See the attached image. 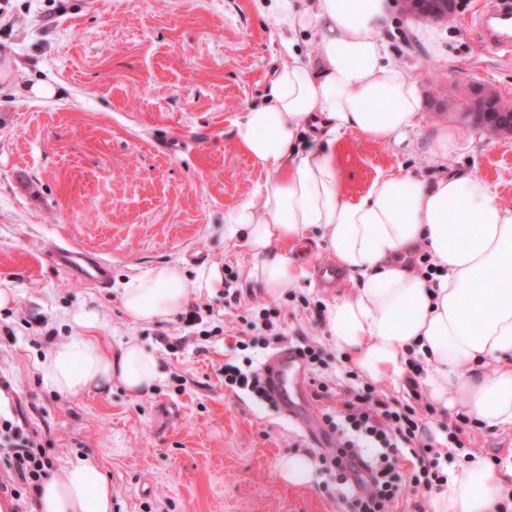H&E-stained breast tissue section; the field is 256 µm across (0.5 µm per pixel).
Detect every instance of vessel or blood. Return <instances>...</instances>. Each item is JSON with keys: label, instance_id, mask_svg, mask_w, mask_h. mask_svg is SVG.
Returning <instances> with one entry per match:
<instances>
[{"label": "vessel or blood", "instance_id": "obj_1", "mask_svg": "<svg viewBox=\"0 0 512 512\" xmlns=\"http://www.w3.org/2000/svg\"><path fill=\"white\" fill-rule=\"evenodd\" d=\"M474 32L489 48L512 47V0H481L471 17ZM57 267L68 276L84 283L109 287L111 267L97 253L74 246L57 247L53 254ZM265 376L273 395L289 417L300 418L302 426L317 446L333 443V435L318 417L309 414L307 371L302 359L292 348H282L272 363L265 365Z\"/></svg>", "mask_w": 512, "mask_h": 512}]
</instances>
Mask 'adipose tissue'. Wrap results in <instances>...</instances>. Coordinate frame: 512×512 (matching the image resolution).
Wrapping results in <instances>:
<instances>
[{"mask_svg": "<svg viewBox=\"0 0 512 512\" xmlns=\"http://www.w3.org/2000/svg\"><path fill=\"white\" fill-rule=\"evenodd\" d=\"M393 0H312L300 9L277 0L275 28L317 33V54L288 48L266 102L235 124V140L271 176L262 207L245 201L224 218L225 237L254 259L249 271L272 297L303 275L294 251L318 236L354 282L329 304L330 344L367 379L400 385L410 359L426 364L425 391L447 414L466 413L493 431L512 430V204L487 181L451 172L435 181L378 174L346 198L336 160L348 133L398 145L413 141L422 100L418 80L387 48ZM426 250L434 277L410 267ZM213 274L188 279L175 264L131 277L120 305L135 324L167 321L191 290ZM75 332L39 365L47 387L67 394L120 383L151 391L158 360L136 339L105 350L97 306L71 316ZM433 492L434 512H502L512 492V451L475 453L448 470ZM33 512H112V486L85 456L43 481Z\"/></svg>", "mask_w": 512, "mask_h": 512, "instance_id": "adipose-tissue-1", "label": "adipose tissue"}]
</instances>
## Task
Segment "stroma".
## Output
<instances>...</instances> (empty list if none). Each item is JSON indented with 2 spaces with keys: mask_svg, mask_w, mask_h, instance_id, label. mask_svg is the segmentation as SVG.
<instances>
[{
  "mask_svg": "<svg viewBox=\"0 0 512 512\" xmlns=\"http://www.w3.org/2000/svg\"><path fill=\"white\" fill-rule=\"evenodd\" d=\"M465 2L432 33L394 8L387 37L418 78L419 133L409 146L338 140L346 197L387 170L433 180L462 169L512 204V135L467 126L448 105L458 78L512 99V52L481 50L467 24L476 0ZM0 49L11 56L0 80V289L15 296L0 307V369L13 386L0 393V416H26L54 466L93 455L112 484V512H343L329 475L303 487L278 477L283 454L318 456L307 434L224 386L225 362L260 367L271 354L261 338L238 345L256 303L295 312L292 327L323 346L330 366L342 359L317 315L336 295L319 281L327 260L317 242L302 255L308 278L273 299L250 278L248 250L224 237L225 215L245 200L262 205L269 179L234 139L286 52L260 0H0ZM39 83L55 96H37ZM444 124L464 147L426 160L427 136ZM53 243L96 250L112 267L111 288L68 277L45 255ZM164 263L191 279L233 268L240 303L225 305L220 283L192 295L211 305L222 335L182 336L176 319L130 322L124 281ZM91 301L106 346L133 336L156 354L151 392L116 383L73 396L43 384L40 360L73 333L66 315Z\"/></svg>",
  "mask_w": 512,
  "mask_h": 512,
  "instance_id": "1",
  "label": "stroma"
}]
</instances>
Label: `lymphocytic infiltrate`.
Wrapping results in <instances>:
<instances>
[{
  "label": "lymphocytic infiltrate",
  "instance_id": "obj_1",
  "mask_svg": "<svg viewBox=\"0 0 512 512\" xmlns=\"http://www.w3.org/2000/svg\"><path fill=\"white\" fill-rule=\"evenodd\" d=\"M407 400L389 396L374 383L347 371L340 407L325 408L322 419L336 435L334 448L320 453L324 471L336 481L337 499L345 512H394L404 494L429 495L445 476L438 469L434 446L427 441L426 421L433 407L418 378L423 366L411 361ZM12 441L0 443L8 463L0 494L27 512L53 467L38 435L20 422L6 421ZM410 469H403V462Z\"/></svg>",
  "mask_w": 512,
  "mask_h": 512
}]
</instances>
